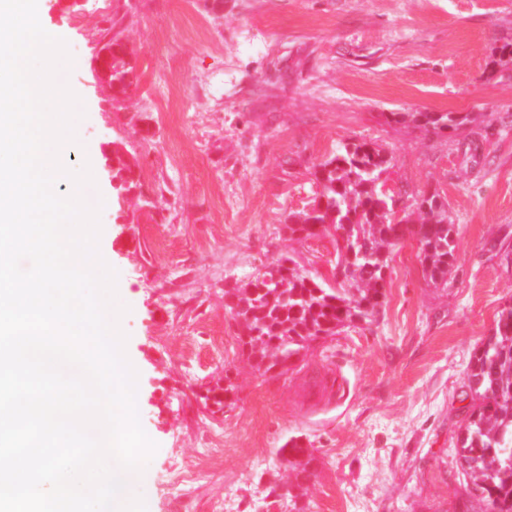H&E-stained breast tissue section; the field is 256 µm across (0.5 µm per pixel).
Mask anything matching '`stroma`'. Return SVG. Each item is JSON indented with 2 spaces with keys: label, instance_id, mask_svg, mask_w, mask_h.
I'll return each mask as SVG.
<instances>
[{
  "label": "stroma",
  "instance_id": "stroma-1",
  "mask_svg": "<svg viewBox=\"0 0 512 512\" xmlns=\"http://www.w3.org/2000/svg\"><path fill=\"white\" fill-rule=\"evenodd\" d=\"M43 26L78 64L90 197H102L99 249L121 279L137 408L158 450L139 490L147 512H289L266 489L276 450L310 440L316 476L305 512H460L469 481L454 448L475 348L512 301V267L490 249L512 237V0H88ZM124 16L138 82L121 103L95 78L99 31ZM396 112H459L431 132ZM384 147L387 185L439 193L456 227L447 288L428 285L405 235L387 270L376 323L263 375L242 355L224 287L294 249L330 277L334 243L289 244L285 219L313 196L307 166L343 143ZM135 154L153 207L119 196L105 156ZM233 409L201 400L223 376ZM195 477L171 490L175 470Z\"/></svg>",
  "mask_w": 512,
  "mask_h": 512
}]
</instances>
